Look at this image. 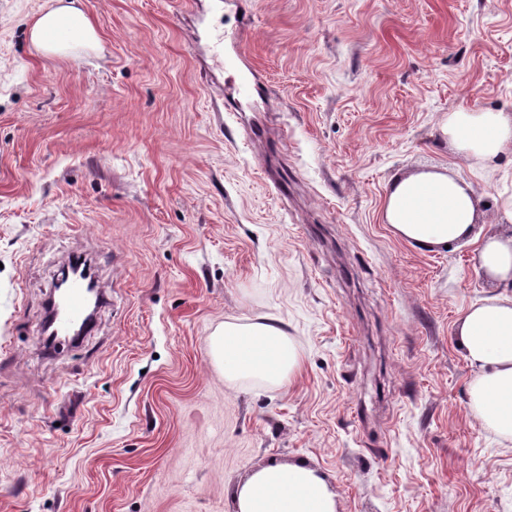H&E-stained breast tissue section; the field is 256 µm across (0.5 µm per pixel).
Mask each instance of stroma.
Returning <instances> with one entry per match:
<instances>
[{"label":"stroma","mask_w":512,"mask_h":512,"mask_svg":"<svg viewBox=\"0 0 512 512\" xmlns=\"http://www.w3.org/2000/svg\"><path fill=\"white\" fill-rule=\"evenodd\" d=\"M99 44L42 55L51 0H0V512H233L262 465L325 476L339 512H512V440L472 418L457 323L512 295L477 247L383 219L394 177L456 170L484 232L512 156L439 132L512 113V0H250L261 112H223L178 0H77ZM89 255L104 302L41 346L54 270ZM267 317L285 388L224 382L209 340ZM440 132L458 156L478 159L485 166L512 153V114L460 107L448 112Z\"/></svg>","instance_id":"35a3bbf8"}]
</instances>
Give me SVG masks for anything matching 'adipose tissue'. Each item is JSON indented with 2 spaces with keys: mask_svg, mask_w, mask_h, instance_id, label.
Listing matches in <instances>:
<instances>
[{
  "mask_svg": "<svg viewBox=\"0 0 512 512\" xmlns=\"http://www.w3.org/2000/svg\"><path fill=\"white\" fill-rule=\"evenodd\" d=\"M32 44L49 55L96 47L98 36L80 9L60 5L43 12L30 30ZM458 156L493 163L512 153V114L474 107L448 113L440 125ZM481 202L460 175L426 171L398 179L387 196L384 219L405 240L425 247L468 243L475 238ZM501 218L511 228L486 238L481 269L492 279L512 280V196L502 198ZM458 336L473 371L470 408L486 428L512 438V297L492 296L463 314ZM216 366L229 385L257 379L286 386L299 369L291 338L264 319L225 323L210 338ZM235 512H336V495L315 470L271 464L254 471L234 492Z\"/></svg>",
  "mask_w": 512,
  "mask_h": 512,
  "instance_id": "ef3b65f1",
  "label": "adipose tissue"
}]
</instances>
